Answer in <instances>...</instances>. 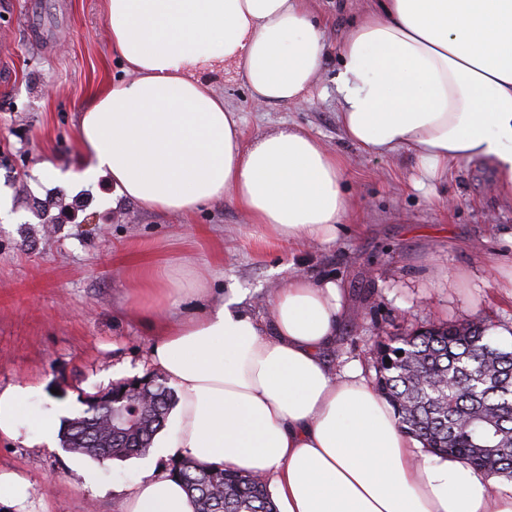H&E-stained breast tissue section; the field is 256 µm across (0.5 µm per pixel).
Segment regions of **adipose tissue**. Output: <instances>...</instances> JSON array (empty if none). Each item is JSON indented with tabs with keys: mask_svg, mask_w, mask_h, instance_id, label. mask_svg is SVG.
<instances>
[{
	"mask_svg": "<svg viewBox=\"0 0 512 512\" xmlns=\"http://www.w3.org/2000/svg\"><path fill=\"white\" fill-rule=\"evenodd\" d=\"M104 18L127 77L79 114L82 178L107 179L116 207L187 218L228 198L278 241L336 239L355 208L344 159L293 126L245 140L210 79L230 64L255 105L305 100L328 54L310 0H104ZM337 51L349 141L408 151L434 181L481 161L512 200V0H373ZM130 290L178 401L154 442L159 464L124 485L122 512H197L171 459L261 473L278 512H512V488L419 456L358 366L333 374V279L293 273L262 319L165 267L138 271ZM189 298L208 304L179 314ZM32 393L0 388V436L38 448L54 424Z\"/></svg>",
	"mask_w": 512,
	"mask_h": 512,
	"instance_id": "ef3b65f1",
	"label": "adipose tissue"
}]
</instances>
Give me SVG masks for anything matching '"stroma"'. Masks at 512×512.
<instances>
[{"mask_svg":"<svg viewBox=\"0 0 512 512\" xmlns=\"http://www.w3.org/2000/svg\"><path fill=\"white\" fill-rule=\"evenodd\" d=\"M365 5L311 3L332 44ZM337 63L329 54L310 101L298 105L255 108L230 68L218 85L246 140L297 125L348 165L355 217L334 241L286 244L263 237L228 199L190 221L131 202L113 207L106 180L79 179L78 114L106 80L125 76L101 0H0V194L10 199L0 214V387L32 385L35 408L63 404L74 418L86 396L153 373L150 333L127 313L140 263L188 266L259 316L294 271L334 279L348 316L328 362L360 363L370 379L380 339L431 322L487 318L496 342L512 344V297L502 287L512 269V202L498 199L481 162L453 163L433 182L407 152L374 155L347 140L336 118ZM45 160L53 177L38 171ZM57 190L71 206L47 230L36 210ZM145 462L0 438V471L33 486L28 512H119V487ZM86 471L96 488L86 487Z\"/></svg>","mask_w":512,"mask_h":512,"instance_id":"stroma-1","label":"stroma"}]
</instances>
